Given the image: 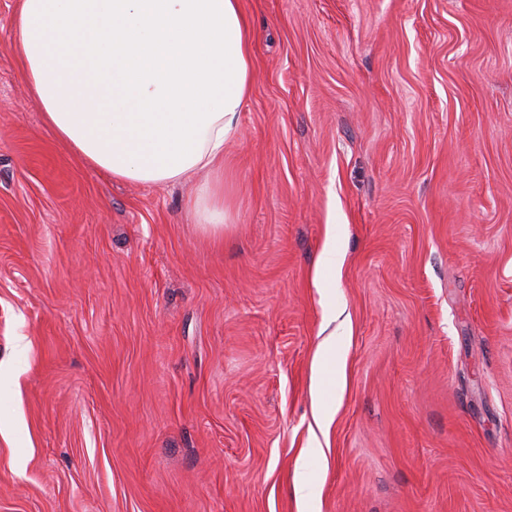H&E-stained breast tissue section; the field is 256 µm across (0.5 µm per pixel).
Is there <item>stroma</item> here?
Listing matches in <instances>:
<instances>
[{"mask_svg":"<svg viewBox=\"0 0 512 512\" xmlns=\"http://www.w3.org/2000/svg\"><path fill=\"white\" fill-rule=\"evenodd\" d=\"M241 3L217 240L53 135L0 0V512H512V0ZM336 225H328L326 239L316 263L317 275L325 270L330 274L336 273Z\"/></svg>","mask_w":512,"mask_h":512,"instance_id":"obj_1","label":"stroma"}]
</instances>
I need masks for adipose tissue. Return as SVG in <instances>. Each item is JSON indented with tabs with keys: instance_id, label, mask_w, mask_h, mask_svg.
I'll use <instances>...</instances> for the list:
<instances>
[{
	"instance_id": "obj_1",
	"label": "adipose tissue",
	"mask_w": 512,
	"mask_h": 512,
	"mask_svg": "<svg viewBox=\"0 0 512 512\" xmlns=\"http://www.w3.org/2000/svg\"><path fill=\"white\" fill-rule=\"evenodd\" d=\"M12 49L45 124L91 167L143 185L197 180L223 236L224 145L249 98L241 0H19Z\"/></svg>"
}]
</instances>
